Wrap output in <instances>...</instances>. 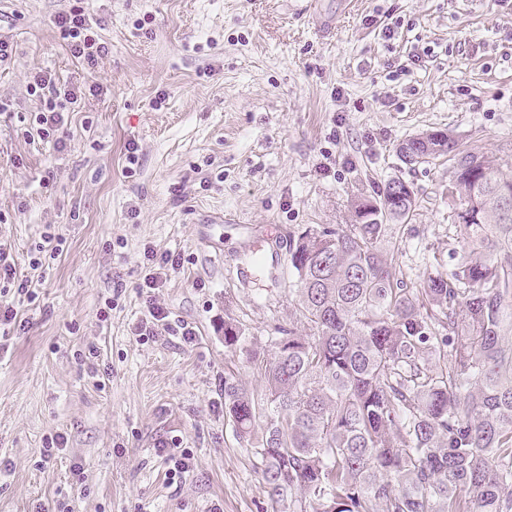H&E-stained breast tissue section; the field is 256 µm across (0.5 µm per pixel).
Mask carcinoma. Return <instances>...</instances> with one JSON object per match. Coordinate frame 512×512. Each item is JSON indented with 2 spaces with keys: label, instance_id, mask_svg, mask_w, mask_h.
I'll return each mask as SVG.
<instances>
[{
  "label": "carcinoma",
  "instance_id": "carcinoma-1",
  "mask_svg": "<svg viewBox=\"0 0 512 512\" xmlns=\"http://www.w3.org/2000/svg\"><path fill=\"white\" fill-rule=\"evenodd\" d=\"M448 158L461 249L448 274L410 288L389 230L415 204L392 182L354 201L355 223L289 240L300 321L271 353L248 351L257 400L230 376L224 405L253 454L271 512H512V149L488 156L442 131L408 139ZM224 324V345L241 347Z\"/></svg>",
  "mask_w": 512,
  "mask_h": 512
}]
</instances>
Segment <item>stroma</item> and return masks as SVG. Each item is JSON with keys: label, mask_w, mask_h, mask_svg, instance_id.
<instances>
[{"label": "stroma", "mask_w": 512, "mask_h": 512, "mask_svg": "<svg viewBox=\"0 0 512 512\" xmlns=\"http://www.w3.org/2000/svg\"><path fill=\"white\" fill-rule=\"evenodd\" d=\"M74 8L107 46L96 68L55 26ZM0 40V250L37 294L0 281L19 317L0 327V512H270L224 378L265 395L246 352L297 322L288 238L353 223L401 178L416 210L392 230L397 277L453 268L448 163L397 148L512 142V0H0ZM39 70L80 91L61 151L25 135ZM50 233L61 253L31 269ZM149 248L176 258L150 291ZM154 305L192 342L139 335ZM162 446L193 457L177 482Z\"/></svg>", "instance_id": "1"}]
</instances>
